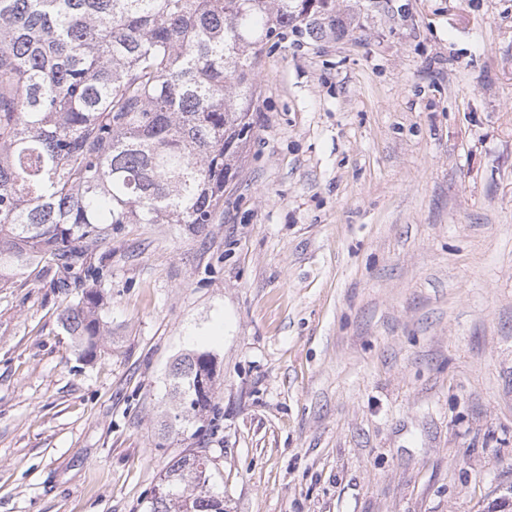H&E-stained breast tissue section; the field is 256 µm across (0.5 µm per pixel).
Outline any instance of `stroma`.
Here are the masks:
<instances>
[{
	"mask_svg": "<svg viewBox=\"0 0 512 512\" xmlns=\"http://www.w3.org/2000/svg\"><path fill=\"white\" fill-rule=\"evenodd\" d=\"M258 68L206 234L123 224L89 361L0 289V512H149L210 456L225 512H486L512 488V0H336ZM217 359L179 433L170 366Z\"/></svg>",
	"mask_w": 512,
	"mask_h": 512,
	"instance_id": "35a3bbf8",
	"label": "stroma"
}]
</instances>
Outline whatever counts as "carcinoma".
I'll return each instance as SVG.
<instances>
[{
	"mask_svg": "<svg viewBox=\"0 0 512 512\" xmlns=\"http://www.w3.org/2000/svg\"><path fill=\"white\" fill-rule=\"evenodd\" d=\"M306 23L341 31L336 0H0V288L40 268L81 295L58 320L82 358L108 335L100 249L119 224L202 235L250 141L265 46ZM211 354L170 372L180 411L203 414ZM188 455L150 512H221Z\"/></svg>",
	"mask_w": 512,
	"mask_h": 512,
	"instance_id": "1",
	"label": "carcinoma"
}]
</instances>
